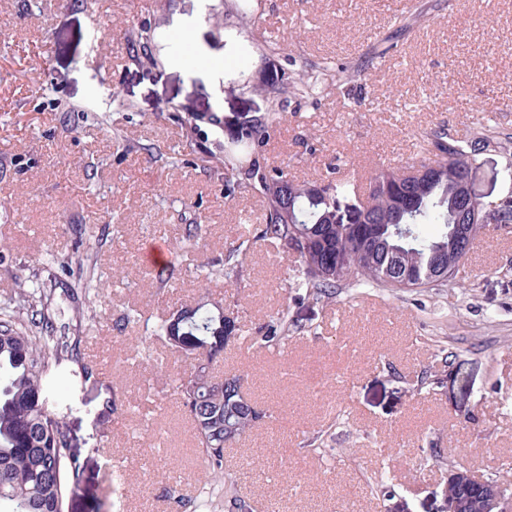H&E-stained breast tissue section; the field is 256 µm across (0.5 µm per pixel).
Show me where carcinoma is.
<instances>
[{"mask_svg": "<svg viewBox=\"0 0 512 512\" xmlns=\"http://www.w3.org/2000/svg\"><path fill=\"white\" fill-rule=\"evenodd\" d=\"M354 73L330 65L292 78L294 92L309 93L327 80L346 84ZM288 119L286 112H271L239 126L237 146L256 147L272 123ZM434 134L435 159L422 164L425 174L408 175L388 167L369 181L366 200L353 205L352 224L338 221L331 200L346 199L354 191L349 181L338 179L316 188L288 180L255 159L242 188L260 194L267 207L260 218L259 238L272 244H298L295 253L301 270L293 280L315 302L333 300L336 289L375 286L384 290L431 288L427 270L435 260L460 252L453 232L460 211L456 184L475 147ZM209 170L230 183L234 163L211 154ZM339 257L340 275L324 274L326 258ZM246 250L237 246L224 255V275L237 271ZM16 304L30 308L28 330L14 326L12 310L0 308V512H65L68 494L79 489L82 468L73 451V438L64 422L49 409L47 369L49 360L80 359L78 343L57 327L49 312L40 308L43 289L20 285ZM75 303L91 308L99 294L91 288L77 293L65 289ZM302 331L288 320V308L277 310L265 334L255 341L282 346L290 334ZM186 357L195 360L190 369L172 379V389L187 414L201 444L208 479L221 481L224 497L235 512H252L237 495L236 479L224 470L226 444L244 436L260 418L242 389V378L214 380L208 365L224 351L226 329L220 313L176 311L150 329Z\"/></svg>", "mask_w": 512, "mask_h": 512, "instance_id": "1", "label": "carcinoma"}]
</instances>
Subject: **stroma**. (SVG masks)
<instances>
[{
	"mask_svg": "<svg viewBox=\"0 0 512 512\" xmlns=\"http://www.w3.org/2000/svg\"><path fill=\"white\" fill-rule=\"evenodd\" d=\"M117 14L164 35L193 26L194 51L153 64L113 30ZM223 23L205 21L201 0H0V305L19 281L40 284L79 341L80 361L51 365V410L83 466L67 512H184L178 496L202 486L172 391L190 361L123 324L132 309L234 313L244 336L213 369L244 376L264 413L231 451L253 512H448L456 470L512 485V223L485 225L458 282L426 290L345 288L316 303L291 287L293 251L257 238L240 272L197 277L266 207L225 191L202 156L238 155L240 124L326 60L357 80L316 105L289 96L287 121L256 149L261 165L321 186L348 167L411 170L433 158L434 130L485 136L474 188L512 201V0H252L246 21L226 0ZM211 112L223 129L179 122ZM190 224L206 227L195 249L180 245ZM153 240L168 266L143 263ZM86 286L102 296L93 315L62 294ZM283 305L302 332L278 353L252 345ZM110 465L116 499L102 486Z\"/></svg>",
	"mask_w": 512,
	"mask_h": 512,
	"instance_id": "1",
	"label": "stroma"
}]
</instances>
